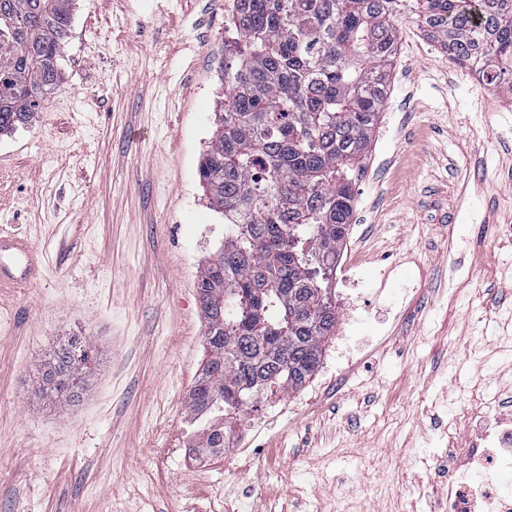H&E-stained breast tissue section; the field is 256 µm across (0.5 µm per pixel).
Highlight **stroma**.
Here are the masks:
<instances>
[{
  "label": "stroma",
  "mask_w": 512,
  "mask_h": 512,
  "mask_svg": "<svg viewBox=\"0 0 512 512\" xmlns=\"http://www.w3.org/2000/svg\"><path fill=\"white\" fill-rule=\"evenodd\" d=\"M397 54L345 250L340 316L296 406L239 422L254 465L231 482L159 462L192 425L205 358L197 293L224 240L198 165L224 99L215 0H75L63 82L0 135V234L41 254L0 295V512H444L490 403L512 420V93L451 62L412 20ZM389 277H382V270ZM98 361L79 405L39 397L71 334Z\"/></svg>",
  "instance_id": "obj_1"
}]
</instances>
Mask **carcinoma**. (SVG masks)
I'll use <instances>...</instances> for the list:
<instances>
[{
	"instance_id": "cac0c4a2",
	"label": "carcinoma",
	"mask_w": 512,
	"mask_h": 512,
	"mask_svg": "<svg viewBox=\"0 0 512 512\" xmlns=\"http://www.w3.org/2000/svg\"><path fill=\"white\" fill-rule=\"evenodd\" d=\"M73 2L0 0V134L31 123L59 86ZM402 18L485 84L512 76V0H235L224 105L199 165L224 243L198 276L208 351L189 397L222 433L266 392L302 388L336 328L321 291L349 234ZM94 358L91 337L68 338L42 364V392L79 400Z\"/></svg>"
}]
</instances>
